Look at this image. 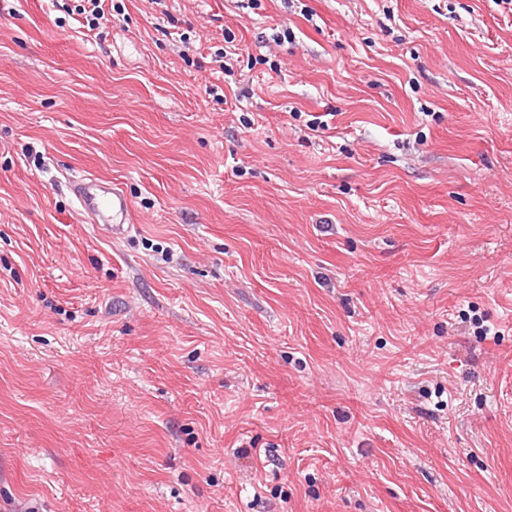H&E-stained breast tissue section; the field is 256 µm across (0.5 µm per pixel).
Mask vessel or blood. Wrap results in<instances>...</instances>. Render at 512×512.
Returning <instances> with one entry per match:
<instances>
[{"label": "vessel or blood", "instance_id": "obj_1", "mask_svg": "<svg viewBox=\"0 0 512 512\" xmlns=\"http://www.w3.org/2000/svg\"><path fill=\"white\" fill-rule=\"evenodd\" d=\"M71 192L80 210L103 224L113 237L127 233L132 222V204L118 185L85 177L73 182Z\"/></svg>", "mask_w": 512, "mask_h": 512}]
</instances>
